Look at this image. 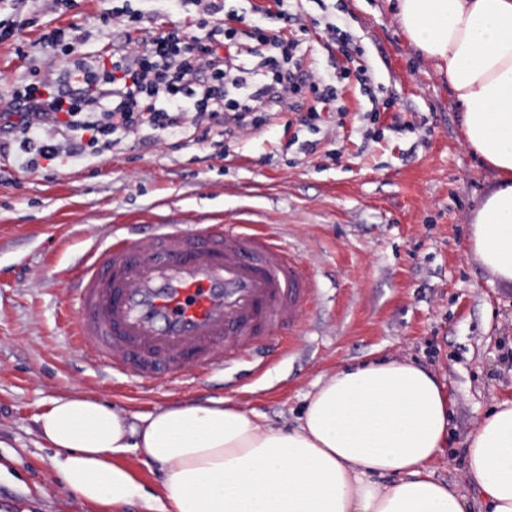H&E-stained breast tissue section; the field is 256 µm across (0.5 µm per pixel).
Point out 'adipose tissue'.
<instances>
[{
    "instance_id": "obj_1",
    "label": "adipose tissue",
    "mask_w": 512,
    "mask_h": 512,
    "mask_svg": "<svg viewBox=\"0 0 512 512\" xmlns=\"http://www.w3.org/2000/svg\"><path fill=\"white\" fill-rule=\"evenodd\" d=\"M405 40L445 74L463 112L468 147L495 174L472 227V249L512 284V0H388ZM37 430L56 448L64 485L85 500L121 505L139 495L116 464L134 449L162 469L151 512H466L429 474L448 434L434 374L389 361L319 383L296 427L260 423L221 401L172 404L146 415L80 395L53 397ZM470 481L486 512H512V400L468 439ZM398 480L378 484V477Z\"/></svg>"
}]
</instances>
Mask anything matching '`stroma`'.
<instances>
[{
  "label": "stroma",
  "mask_w": 512,
  "mask_h": 512,
  "mask_svg": "<svg viewBox=\"0 0 512 512\" xmlns=\"http://www.w3.org/2000/svg\"><path fill=\"white\" fill-rule=\"evenodd\" d=\"M207 0H7L0 18L27 19L0 41V99L58 69L37 46L44 29L75 24L101 59L128 34L107 13L142 14L156 30L193 36ZM299 51L319 67L341 59L326 18L371 70L368 100L350 83L346 111L279 115L250 134L163 144L124 138L111 153L36 171L0 169V512H148L142 499L109 506L67 489L36 419L76 393L129 415L175 403L230 399L274 427L294 425L307 397L337 371L380 360L425 366L445 385L450 437L433 479L484 512L466 471L471 432L512 400V286L470 248L478 205L494 181L466 147L461 111L434 64L412 53L386 0H303ZM378 107L374 137L365 113ZM290 131H283L284 122ZM269 224L318 284L303 331L285 355L246 357L181 392L141 388L86 362L67 343L77 316L68 278L116 224Z\"/></svg>",
  "instance_id": "stroma-1"
}]
</instances>
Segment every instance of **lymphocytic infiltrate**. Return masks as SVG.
Masks as SVG:
<instances>
[{"label": "lymphocytic infiltrate", "instance_id": "f902f5d3", "mask_svg": "<svg viewBox=\"0 0 512 512\" xmlns=\"http://www.w3.org/2000/svg\"><path fill=\"white\" fill-rule=\"evenodd\" d=\"M115 19L140 36L112 52L110 61L90 59L80 28H54L43 48L63 58L56 77L35 81L0 106V157L36 170L41 162L79 161L112 148L115 133L167 141L189 138L200 126L258 130L270 114L296 112L297 96L310 89L315 103L338 101L331 73L302 67L298 43L254 27L248 41L224 23L205 38L144 28L137 13Z\"/></svg>", "mask_w": 512, "mask_h": 512}]
</instances>
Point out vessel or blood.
<instances>
[{
  "instance_id": "obj_1",
  "label": "vessel or blood",
  "mask_w": 512,
  "mask_h": 512,
  "mask_svg": "<svg viewBox=\"0 0 512 512\" xmlns=\"http://www.w3.org/2000/svg\"><path fill=\"white\" fill-rule=\"evenodd\" d=\"M71 344L139 386L186 387L295 334L316 283L266 224H117L70 284Z\"/></svg>"
}]
</instances>
